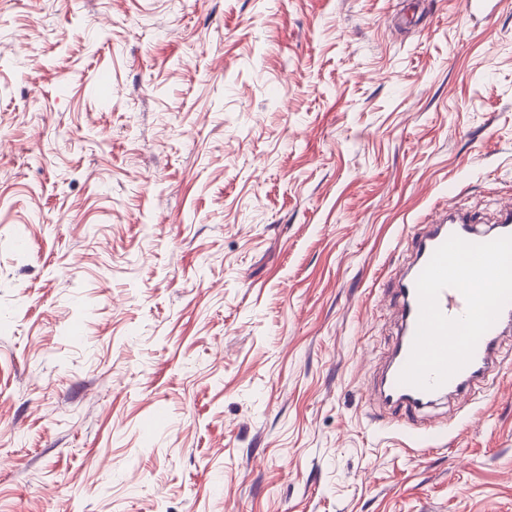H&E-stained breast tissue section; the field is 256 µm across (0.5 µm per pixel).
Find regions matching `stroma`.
Instances as JSON below:
<instances>
[{"label":"stroma","instance_id":"stroma-1","mask_svg":"<svg viewBox=\"0 0 512 512\" xmlns=\"http://www.w3.org/2000/svg\"><path fill=\"white\" fill-rule=\"evenodd\" d=\"M508 199L512 0H0V512H512V332L437 437L373 394Z\"/></svg>","mask_w":512,"mask_h":512}]
</instances>
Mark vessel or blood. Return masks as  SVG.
Segmentation results:
<instances>
[{
  "mask_svg": "<svg viewBox=\"0 0 512 512\" xmlns=\"http://www.w3.org/2000/svg\"><path fill=\"white\" fill-rule=\"evenodd\" d=\"M453 235L471 243H484L512 235V208H506L500 223L489 229L480 228L478 219L472 215L455 213L445 220L432 223L425 235L412 239L414 260L407 275L398 284L395 303L400 313L401 330L395 351L382 374L378 392L389 407L408 412L409 417L402 426L413 434L418 431L412 420L413 414L430 407L442 397L467 394L472 384L485 377L492 368L500 336L512 329V303H509L503 307L495 324L478 341L472 360L443 385L423 390L400 383L399 375L410 356L420 313L416 280L435 250ZM438 306L449 318L460 317L466 310L463 295L453 288L440 292Z\"/></svg>",
  "mask_w": 512,
  "mask_h": 512,
  "instance_id": "obj_1",
  "label": "vessel or blood"
}]
</instances>
